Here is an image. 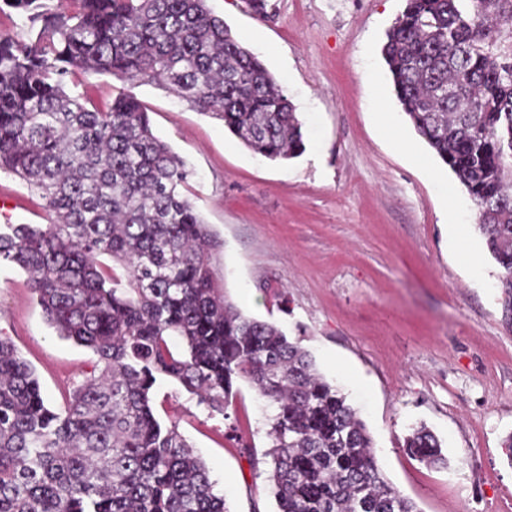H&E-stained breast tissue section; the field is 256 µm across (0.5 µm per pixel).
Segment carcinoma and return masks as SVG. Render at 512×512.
Returning a JSON list of instances; mask_svg holds the SVG:
<instances>
[{
	"instance_id": "carcinoma-1",
	"label": "carcinoma",
	"mask_w": 512,
	"mask_h": 512,
	"mask_svg": "<svg viewBox=\"0 0 512 512\" xmlns=\"http://www.w3.org/2000/svg\"><path fill=\"white\" fill-rule=\"evenodd\" d=\"M30 37L0 31V171L44 202L47 224H0V261L23 270L57 334L96 368L47 404L0 336V512H228L209 471L160 422L151 390L175 380L208 414L245 382L274 414L243 455L278 512H419L384 480L359 410L275 324L244 315L214 278L217 241L191 173L131 94L72 96L81 71L155 82L224 121L271 161L300 156L302 122L273 74L207 0H0ZM512 0H406L382 55L417 134L466 188L512 312ZM453 95H448V91ZM416 460L445 461L426 426Z\"/></svg>"
}]
</instances>
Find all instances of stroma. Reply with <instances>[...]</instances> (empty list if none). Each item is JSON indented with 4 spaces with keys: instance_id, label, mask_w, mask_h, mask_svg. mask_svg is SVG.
Returning a JSON list of instances; mask_svg holds the SVG:
<instances>
[{
    "instance_id": "35a3bbf8",
    "label": "stroma",
    "mask_w": 512,
    "mask_h": 512,
    "mask_svg": "<svg viewBox=\"0 0 512 512\" xmlns=\"http://www.w3.org/2000/svg\"><path fill=\"white\" fill-rule=\"evenodd\" d=\"M262 20L244 0H208L258 53L303 123L301 156L273 162L222 120L156 83L87 72L69 93L107 104L133 94L154 134L186 161L189 197L214 233L212 263L245 315L282 327L360 408L385 479L420 512H512V319L500 269L455 174L416 134L380 49L405 0H270ZM386 117H379L378 102ZM0 214L45 224L41 198L0 172ZM0 334L35 369L46 402L96 363L47 324L26 274L0 264ZM153 409L204 460L230 512H276L265 476L240 448L268 445L265 403L240 384L227 416L208 415L175 381L158 378ZM424 423L446 464L403 447ZM236 433H229V426Z\"/></svg>"
}]
</instances>
